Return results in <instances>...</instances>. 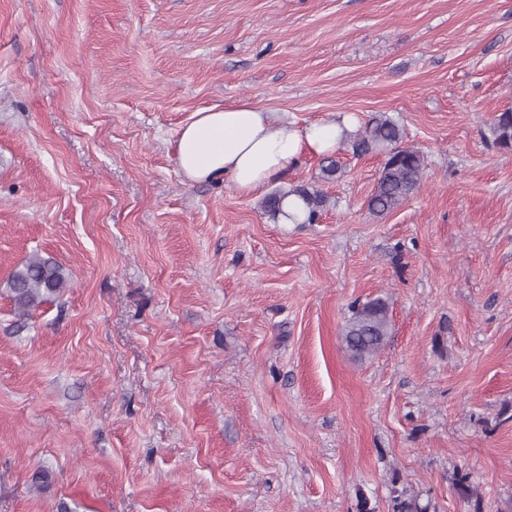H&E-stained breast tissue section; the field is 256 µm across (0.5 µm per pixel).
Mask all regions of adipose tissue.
Wrapping results in <instances>:
<instances>
[{
    "label": "adipose tissue",
    "mask_w": 512,
    "mask_h": 512,
    "mask_svg": "<svg viewBox=\"0 0 512 512\" xmlns=\"http://www.w3.org/2000/svg\"><path fill=\"white\" fill-rule=\"evenodd\" d=\"M348 125L344 118L299 128L247 101L204 110L179 132L177 165L190 182L226 180L250 193L295 163L302 150L334 152Z\"/></svg>",
    "instance_id": "ef3b65f1"
}]
</instances>
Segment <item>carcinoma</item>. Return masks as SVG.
<instances>
[{
	"label": "carcinoma",
	"instance_id": "obj_1",
	"mask_svg": "<svg viewBox=\"0 0 512 512\" xmlns=\"http://www.w3.org/2000/svg\"><path fill=\"white\" fill-rule=\"evenodd\" d=\"M490 133L497 147L512 151V109L494 116ZM403 140V128L384 115L371 119L363 129L347 139L346 146L356 157L376 151L385 152V162L367 199V208L375 215L388 214L400 208L421 187L426 167L425 157L419 150L403 145ZM340 170V160L335 154L322 156L323 179L335 178ZM292 194L303 202L307 224L314 223L328 203V196L322 190L297 186L268 194L262 201V208L276 220L282 212V201ZM68 284L69 278L62 266L34 253L11 273L7 281V293L17 314L25 317L41 304L60 295ZM391 329L389 305L385 300L376 298L351 306L343 339L354 358L366 360L374 357L385 346L391 336ZM454 489L467 505L468 512H483L482 499L471 485L469 474L458 472L454 478ZM393 512H426V508L395 489Z\"/></svg>",
	"mask_w": 512,
	"mask_h": 512
}]
</instances>
